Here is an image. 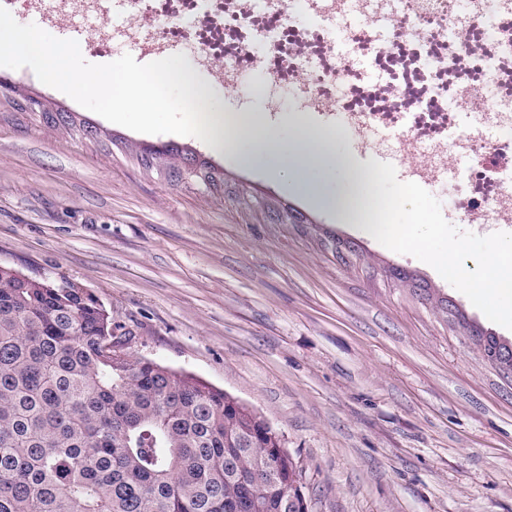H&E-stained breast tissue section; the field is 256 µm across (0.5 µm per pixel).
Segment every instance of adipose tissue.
Masks as SVG:
<instances>
[{
    "label": "adipose tissue",
    "mask_w": 512,
    "mask_h": 512,
    "mask_svg": "<svg viewBox=\"0 0 512 512\" xmlns=\"http://www.w3.org/2000/svg\"><path fill=\"white\" fill-rule=\"evenodd\" d=\"M220 147L231 150L238 162L282 180L322 206L350 202L375 193L382 180L378 174L356 172L351 161L338 156L327 137L300 128L291 147H283L274 126L260 127L241 121L236 114L217 118L207 131Z\"/></svg>",
    "instance_id": "obj_1"
}]
</instances>
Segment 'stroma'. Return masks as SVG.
Wrapping results in <instances>:
<instances>
[{
  "label": "stroma",
  "mask_w": 512,
  "mask_h": 512,
  "mask_svg": "<svg viewBox=\"0 0 512 512\" xmlns=\"http://www.w3.org/2000/svg\"><path fill=\"white\" fill-rule=\"evenodd\" d=\"M45 30L93 64L157 59L119 38L98 51L90 26ZM2 82L0 265L81 284L131 357L253 408L299 461L309 512H512V377L441 303L512 330L215 144L111 123L27 67Z\"/></svg>",
  "instance_id": "1"
}]
</instances>
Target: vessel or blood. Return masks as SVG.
I'll list each match as a JSON object with an SVG mask.
<instances>
[{
    "label": "vessel or blood",
    "instance_id": "vessel-or-blood-1",
    "mask_svg": "<svg viewBox=\"0 0 512 512\" xmlns=\"http://www.w3.org/2000/svg\"><path fill=\"white\" fill-rule=\"evenodd\" d=\"M464 3L463 11L450 29L440 31L441 41L459 38L470 19L483 15L487 7H494L500 13H512V0H464ZM403 6V0H302V13L306 18L330 23L339 33L336 50L341 75L355 74L366 90L384 98L391 112H412L422 107L423 102L406 89L393 85L359 54L353 46L352 34L358 29L367 31L373 44L382 50L389 47L393 33L398 30L415 41L424 40L425 34L419 27L402 23ZM273 47V36L263 33L241 47L242 54L250 59L248 68L225 61L226 111L324 112L333 116L337 127L346 132L347 154L357 170L370 172L375 162H386L394 166L398 180L414 182L426 189L436 180L458 178L460 159L466 158L472 143L480 139L476 130H468L464 136L453 139L455 161H445L443 149L435 145L428 146L426 153H418L407 125L395 127L380 117L352 115L330 97L309 92L307 86L315 62L307 49L299 51L302 59L299 73L282 78L268 65ZM250 77L258 78L266 87L264 99H255L247 91L246 80ZM487 100L484 86L467 85L450 101L455 112L473 116L486 111Z\"/></svg>",
    "mask_w": 512,
    "mask_h": 512
}]
</instances>
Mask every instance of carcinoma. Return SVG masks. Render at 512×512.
<instances>
[{
    "label": "carcinoma",
    "mask_w": 512,
    "mask_h": 512,
    "mask_svg": "<svg viewBox=\"0 0 512 512\" xmlns=\"http://www.w3.org/2000/svg\"><path fill=\"white\" fill-rule=\"evenodd\" d=\"M117 329L88 289L0 266V512H286L301 466L247 405L113 363L100 346Z\"/></svg>",
    "instance_id": "obj_1"
}]
</instances>
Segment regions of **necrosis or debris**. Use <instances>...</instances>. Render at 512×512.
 I'll return each mask as SVG.
<instances>
[{"label": "necrosis or debris", "instance_id": "necrosis-or-debris-1", "mask_svg": "<svg viewBox=\"0 0 512 512\" xmlns=\"http://www.w3.org/2000/svg\"><path fill=\"white\" fill-rule=\"evenodd\" d=\"M112 0H27L30 8L46 12L56 24L81 15L106 21ZM123 13L133 38L155 47L168 42H186L196 48L197 61L209 67L223 62L226 55L237 51L241 42L252 38L262 29L271 30L275 49L269 64L288 77L300 69V59L289 52L291 45L306 47L317 59L311 82L321 94L330 93L336 84V45L330 26L310 27L284 22L288 0H262L256 14L243 13L239 0H121ZM512 37V15H498L494 23L484 18L472 19L460 45L442 44L434 40L418 43L394 34L387 50H377L364 35H356L354 43L363 55L369 56L374 67L384 71L394 84L426 95L430 86L456 91L458 78L480 84L485 79V64L499 54L503 39ZM391 125L408 123L419 148L446 141L454 115L433 106L403 115L386 113ZM485 123L499 125L502 134L493 143H476V157L465 184L457 191V207L461 215L482 209L492 216L502 199V185L497 173L512 166V123H500L499 115L487 112Z\"/></svg>", "mask_w": 512, "mask_h": 512}]
</instances>
